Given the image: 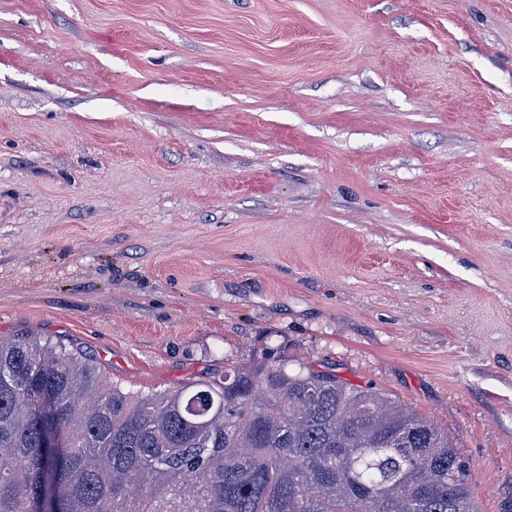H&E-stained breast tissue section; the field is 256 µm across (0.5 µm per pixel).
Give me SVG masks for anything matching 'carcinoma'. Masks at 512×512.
I'll use <instances>...</instances> for the list:
<instances>
[{
  "label": "carcinoma",
  "mask_w": 512,
  "mask_h": 512,
  "mask_svg": "<svg viewBox=\"0 0 512 512\" xmlns=\"http://www.w3.org/2000/svg\"><path fill=\"white\" fill-rule=\"evenodd\" d=\"M42 473L55 512H478L447 436L331 372L253 358L144 395L48 339L0 341V512H36Z\"/></svg>",
  "instance_id": "obj_1"
}]
</instances>
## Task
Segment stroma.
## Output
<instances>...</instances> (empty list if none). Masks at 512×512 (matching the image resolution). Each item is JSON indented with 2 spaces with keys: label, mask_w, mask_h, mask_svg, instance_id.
I'll use <instances>...</instances> for the list:
<instances>
[{
  "label": "stroma",
  "mask_w": 512,
  "mask_h": 512,
  "mask_svg": "<svg viewBox=\"0 0 512 512\" xmlns=\"http://www.w3.org/2000/svg\"><path fill=\"white\" fill-rule=\"evenodd\" d=\"M244 360L431 421L512 512V0H0V339Z\"/></svg>",
  "instance_id": "obj_1"
}]
</instances>
